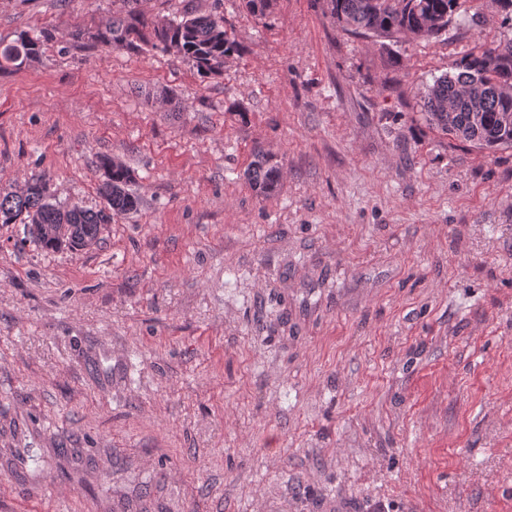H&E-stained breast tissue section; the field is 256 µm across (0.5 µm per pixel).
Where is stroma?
I'll return each mask as SVG.
<instances>
[{
	"label": "stroma",
	"instance_id": "obj_1",
	"mask_svg": "<svg viewBox=\"0 0 512 512\" xmlns=\"http://www.w3.org/2000/svg\"><path fill=\"white\" fill-rule=\"evenodd\" d=\"M139 7L245 53L204 80L63 39L112 0H0V42L50 32L0 70V190L97 210L108 159L139 198L77 252L0 224V512H512V148L418 117L512 21L386 51L323 0ZM252 157L246 172L250 186L265 197L275 194L281 180L279 166L262 149H255Z\"/></svg>",
	"mask_w": 512,
	"mask_h": 512
}]
</instances>
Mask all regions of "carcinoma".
<instances>
[{"label": "carcinoma", "mask_w": 512, "mask_h": 512, "mask_svg": "<svg viewBox=\"0 0 512 512\" xmlns=\"http://www.w3.org/2000/svg\"><path fill=\"white\" fill-rule=\"evenodd\" d=\"M254 17L270 14L274 0H243ZM468 0H324L326 12L344 32L376 41L401 36L439 38ZM138 0H112V14L94 24L77 26L67 39L88 46H110L130 52H174L191 63L202 78L220 76L224 60L242 56L244 48L224 27L217 12H186L179 19L147 18ZM48 32L24 33L0 46V60L18 68L37 59ZM426 122L444 136L483 149L512 148V38L483 42L455 60L450 71L434 79L421 103ZM101 193L104 208L93 211L79 204L63 209L52 202L49 180L38 176L19 191H0V223L27 224L31 238L45 250L66 246L82 250L95 243L112 217L137 210L129 190V169L116 161L103 163ZM250 186L269 197L278 190L281 171L261 149L254 150L247 168Z\"/></svg>", "instance_id": "cac0c4a2"}]
</instances>
